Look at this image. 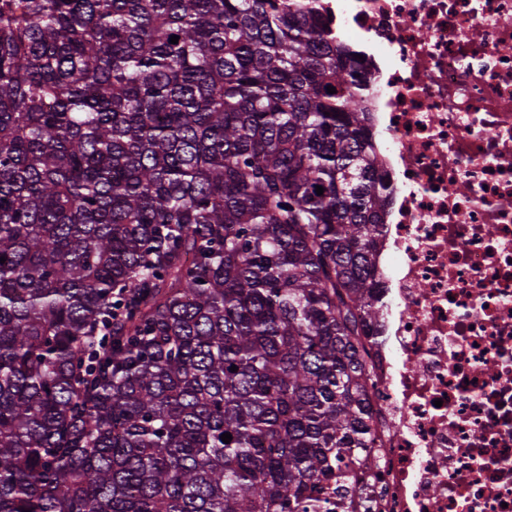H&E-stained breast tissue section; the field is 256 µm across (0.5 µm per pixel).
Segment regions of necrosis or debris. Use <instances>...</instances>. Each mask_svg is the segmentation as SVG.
<instances>
[{
	"label": "necrosis or debris",
	"mask_w": 512,
	"mask_h": 512,
	"mask_svg": "<svg viewBox=\"0 0 512 512\" xmlns=\"http://www.w3.org/2000/svg\"><path fill=\"white\" fill-rule=\"evenodd\" d=\"M364 61L392 192L373 464L307 512H512V0H319Z\"/></svg>",
	"instance_id": "necrosis-or-debris-1"
}]
</instances>
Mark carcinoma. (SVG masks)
I'll return each mask as SVG.
<instances>
[{"mask_svg":"<svg viewBox=\"0 0 512 512\" xmlns=\"http://www.w3.org/2000/svg\"><path fill=\"white\" fill-rule=\"evenodd\" d=\"M325 24L0 0V512H282L360 460L390 189Z\"/></svg>","mask_w":512,"mask_h":512,"instance_id":"carcinoma-1","label":"carcinoma"}]
</instances>
